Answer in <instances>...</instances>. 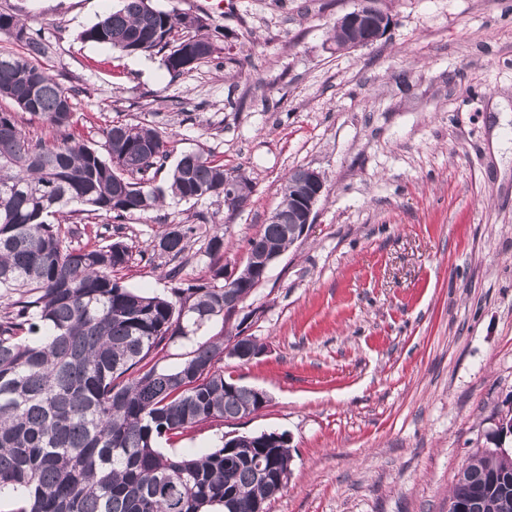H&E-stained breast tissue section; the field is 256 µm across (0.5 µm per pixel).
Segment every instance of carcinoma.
Returning <instances> with one entry per match:
<instances>
[{"label": "carcinoma", "instance_id": "1", "mask_svg": "<svg viewBox=\"0 0 512 512\" xmlns=\"http://www.w3.org/2000/svg\"><path fill=\"white\" fill-rule=\"evenodd\" d=\"M198 15L161 11L144 0L121 7L80 34L128 53L168 50L179 74L217 47ZM0 98L45 119L52 139L32 138L0 112V490L21 492L15 512H256L282 493L257 470L291 472L288 437L255 439L235 452L166 453L161 439L256 409L254 389L224 377V339L208 340L172 370L151 363L177 337L224 316V268L209 282H178L148 296L112 272L132 256L123 240L65 247L73 228L47 222L80 204L114 218L164 202L152 170L169 155V136L147 124L114 121L97 150L76 138L79 116L42 59L50 45L0 13ZM230 176L201 152L182 154L169 191L180 200L224 196ZM192 228L176 226L158 248L184 252ZM294 244L285 225L267 224L253 254ZM450 501L469 512H512V451L473 454Z\"/></svg>", "mask_w": 512, "mask_h": 512}]
</instances>
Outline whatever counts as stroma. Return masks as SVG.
<instances>
[{
    "label": "stroma",
    "mask_w": 512,
    "mask_h": 512,
    "mask_svg": "<svg viewBox=\"0 0 512 512\" xmlns=\"http://www.w3.org/2000/svg\"><path fill=\"white\" fill-rule=\"evenodd\" d=\"M356 4L153 0L206 14L218 47L176 77L162 54L81 40L119 0H0V12L50 44L44 65L85 143L141 122L173 141L154 186L192 151L253 183L232 214L216 197L121 221L75 211L88 235L136 246L122 285L165 295L176 266L187 280L236 273L288 173L324 177L306 237L240 307L258 354L224 362L266 405L162 449L275 430L293 474L267 512H448L461 464L512 410V0H378L386 33L337 50L331 29ZM173 224L197 229L186 251L148 250Z\"/></svg>",
    "instance_id": "1"
}]
</instances>
